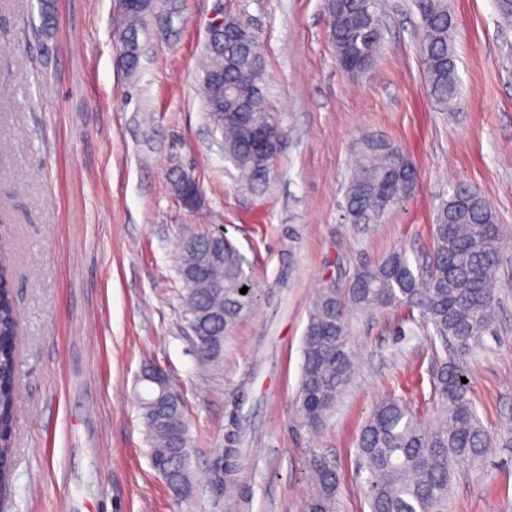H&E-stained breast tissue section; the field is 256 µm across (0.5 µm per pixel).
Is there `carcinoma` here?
<instances>
[{
	"label": "carcinoma",
	"instance_id": "cac0c4a2",
	"mask_svg": "<svg viewBox=\"0 0 512 512\" xmlns=\"http://www.w3.org/2000/svg\"><path fill=\"white\" fill-rule=\"evenodd\" d=\"M422 37L419 53L426 74V90L443 111L459 96L453 18L448 0H416ZM329 26L336 60L348 73L361 74L382 48V31L375 0H328ZM143 17L132 14L119 22L114 40L127 37L138 43ZM224 72L231 92L224 104L207 108L209 118L224 136V155L251 190H265L281 152L285 129L264 92L266 61L259 35L233 52L206 49L203 72ZM266 131L271 142L265 151L254 149L247 126ZM357 160L345 185V211L351 224H376L414 190L417 169L413 160L392 142L373 135L355 146ZM432 263L422 277L414 273L407 255L393 252L357 271L349 286L332 280L316 291L303 339L298 406L310 427L330 414L347 388L354 370L350 313L371 314L393 306L419 310L421 327L429 339L448 351L478 347L493 328L499 225L487 199L478 191L458 186L437 207L433 224ZM177 272L182 282L183 311L205 309L223 314L222 325L209 336L194 337L199 363L218 360L231 328L253 305L254 286L237 248L218 233H183L178 243ZM247 293H240L242 287ZM15 310L11 291L0 288V360L15 353ZM463 373L456 363L441 358L432 389L436 412L423 426L411 406L395 397L377 403L358 445L360 462L368 472L370 512H448L453 484L452 463L460 457L479 458L487 447ZM16 378L0 375V478L11 479L13 408ZM151 440L152 466L176 496L191 477L188 424L181 397L172 391L164 398L148 397L139 404ZM224 483L236 486L242 453L227 449ZM313 493L301 512H335L336 472L326 463L315 469Z\"/></svg>",
	"mask_w": 512,
	"mask_h": 512
}]
</instances>
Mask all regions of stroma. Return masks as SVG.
<instances>
[{
  "label": "stroma",
  "mask_w": 512,
  "mask_h": 512,
  "mask_svg": "<svg viewBox=\"0 0 512 512\" xmlns=\"http://www.w3.org/2000/svg\"><path fill=\"white\" fill-rule=\"evenodd\" d=\"M376 6L382 49L354 76L336 61L325 0H159L130 73L113 39L118 0H54L49 27L39 0H0V250L19 313L0 512H296L318 460L336 471V512H369L361 430L390 396L431 422L441 349L408 309L353 315L352 381L313 429L298 409L309 308L323 278L348 285L388 253L426 266L436 208L459 185L496 215L498 302L481 349L455 355L488 447L454 462L448 512H512V26L494 0H448L460 94L444 112L425 92L414 0ZM226 11L260 35L265 93L287 131L261 193L225 159L200 89L209 25ZM364 135L417 167L413 195L378 224L345 216ZM177 165L200 186L199 211L174 194ZM187 228L224 230L257 289L208 367L183 317L176 241ZM147 361L184 404L192 483L180 497L149 457L134 394ZM229 448L248 465L239 489L220 492Z\"/></svg>",
  "instance_id": "35a3bbf8"
}]
</instances>
